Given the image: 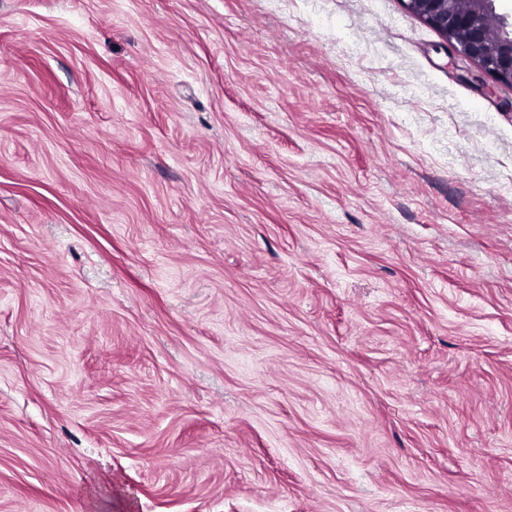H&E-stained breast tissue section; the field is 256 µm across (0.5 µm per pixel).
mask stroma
Wrapping results in <instances>:
<instances>
[{
	"instance_id": "obj_1",
	"label": "stroma",
	"mask_w": 512,
	"mask_h": 512,
	"mask_svg": "<svg viewBox=\"0 0 512 512\" xmlns=\"http://www.w3.org/2000/svg\"><path fill=\"white\" fill-rule=\"evenodd\" d=\"M405 0H0V512H512V85Z\"/></svg>"
}]
</instances>
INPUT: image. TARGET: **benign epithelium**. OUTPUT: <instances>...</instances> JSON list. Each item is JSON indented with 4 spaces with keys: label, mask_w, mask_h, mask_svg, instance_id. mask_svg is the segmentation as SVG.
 Masks as SVG:
<instances>
[{
    "label": "benign epithelium",
    "mask_w": 512,
    "mask_h": 512,
    "mask_svg": "<svg viewBox=\"0 0 512 512\" xmlns=\"http://www.w3.org/2000/svg\"><path fill=\"white\" fill-rule=\"evenodd\" d=\"M408 7L481 72L512 84V28L496 14L495 0H407Z\"/></svg>",
    "instance_id": "benign-epithelium-1"
}]
</instances>
